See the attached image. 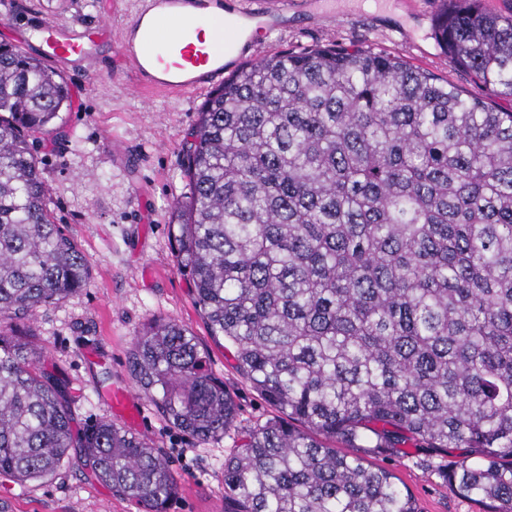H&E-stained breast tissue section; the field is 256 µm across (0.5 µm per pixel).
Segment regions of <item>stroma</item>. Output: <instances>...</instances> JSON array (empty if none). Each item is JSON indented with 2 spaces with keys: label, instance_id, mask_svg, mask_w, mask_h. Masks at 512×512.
I'll list each match as a JSON object with an SVG mask.
<instances>
[{
  "label": "stroma",
  "instance_id": "35a3bbf8",
  "mask_svg": "<svg viewBox=\"0 0 512 512\" xmlns=\"http://www.w3.org/2000/svg\"><path fill=\"white\" fill-rule=\"evenodd\" d=\"M0 8V43L16 44L28 32L11 17L55 13L69 22L109 19L113 36L85 67L63 70L72 105L62 124L35 134L55 220L83 254L89 285L60 303L36 308L22 325L48 351V367L68 381L78 425L113 419L108 392L128 391L140 402L131 428L169 462L178 493L168 512H224V460L241 432L277 414L234 368V349L213 338L173 250V202L186 190L181 149L190 139L204 93L191 97L134 90L136 77L119 59L116 36L142 0H9ZM288 0V13L270 38L252 51L261 59L280 51L316 46H359L389 53L486 99L502 111L512 98L494 95L457 66L438 45L434 22L442 0ZM187 326L209 354L213 375L223 380L238 410V427L202 443L171 426L145 399L127 362L133 339L152 319ZM467 454L463 448H429L406 441L397 452L365 449L366 465L390 471L412 496L418 512H484L461 497L445 475ZM0 512H143L116 495L85 468L63 464L54 479L17 482L0 475Z\"/></svg>",
  "mask_w": 512,
  "mask_h": 512
}]
</instances>
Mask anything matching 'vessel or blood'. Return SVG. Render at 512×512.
Returning <instances> with one entry per match:
<instances>
[{"mask_svg":"<svg viewBox=\"0 0 512 512\" xmlns=\"http://www.w3.org/2000/svg\"><path fill=\"white\" fill-rule=\"evenodd\" d=\"M224 13V0H146L118 49L139 90L185 96L223 80L249 53L254 36L275 28L281 10L242 12L249 22L243 33L225 23ZM108 29L105 22L89 28L45 15L31 25L26 45L53 63L76 65L96 55Z\"/></svg>","mask_w":512,"mask_h":512,"instance_id":"b4317fda","label":"vessel or blood"}]
</instances>
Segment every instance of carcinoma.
Here are the masks:
<instances>
[{"label": "carcinoma", "mask_w": 512, "mask_h": 512, "mask_svg": "<svg viewBox=\"0 0 512 512\" xmlns=\"http://www.w3.org/2000/svg\"><path fill=\"white\" fill-rule=\"evenodd\" d=\"M451 60L512 97V16L444 0ZM67 81L0 44V475L76 461L166 512L167 459L110 422L75 426L66 381L14 324L90 280L51 219L30 134L63 121ZM173 231L210 335L286 417L224 460L233 512H417L391 473L327 444L467 448L447 479L512 512V111L403 59L358 47L283 51L238 67L198 112ZM139 389L202 442L236 423L207 351L171 319L137 333Z\"/></svg>", "instance_id": "obj_1"}]
</instances>
